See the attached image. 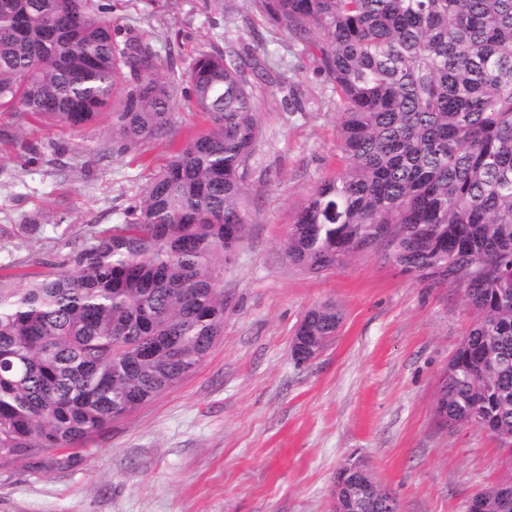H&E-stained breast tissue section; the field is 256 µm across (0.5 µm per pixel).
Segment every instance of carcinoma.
Segmentation results:
<instances>
[{"mask_svg": "<svg viewBox=\"0 0 512 512\" xmlns=\"http://www.w3.org/2000/svg\"><path fill=\"white\" fill-rule=\"evenodd\" d=\"M315 49L336 90L342 168L296 213L286 258L328 273L381 246L400 272L461 288L474 314L437 413L498 441L508 475L480 490L512 505V0H257ZM107 0H0V108L82 127L112 107L123 147L168 133L157 54L112 33ZM234 51L199 54L185 94L206 132L172 149L124 212L23 288L0 274V467L87 441L205 361L224 330V252L247 232L243 175L257 104ZM130 76H125V73ZM340 313L297 335L328 342ZM392 494L370 473L347 479Z\"/></svg>", "mask_w": 512, "mask_h": 512, "instance_id": "carcinoma-1", "label": "carcinoma"}]
</instances>
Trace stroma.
<instances>
[{"label":"stroma","mask_w":512,"mask_h":512,"mask_svg":"<svg viewBox=\"0 0 512 512\" xmlns=\"http://www.w3.org/2000/svg\"><path fill=\"white\" fill-rule=\"evenodd\" d=\"M117 39L140 38L186 74L233 49L249 73L258 137L244 188L248 233L224 256V331L177 387L92 438L0 468V512H332L338 472L362 463L400 512H466L507 473L490 433L436 414L471 314L459 288L416 282L380 248L317 276L286 260L295 214L341 165L336 93L313 56L255 0H111ZM168 136L121 151L112 117L73 129L0 111V267L40 271L90 229L122 223L170 152L205 128L175 94ZM332 302L342 320L311 361L291 355L297 322Z\"/></svg>","instance_id":"obj_1"}]
</instances>
